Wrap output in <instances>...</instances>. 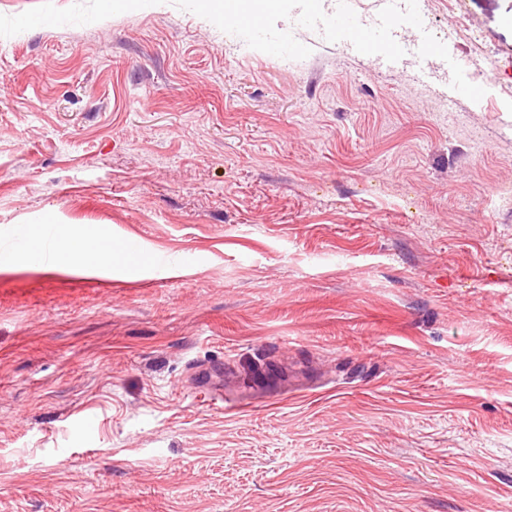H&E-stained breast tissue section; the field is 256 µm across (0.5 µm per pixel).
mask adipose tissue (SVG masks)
Returning <instances> with one entry per match:
<instances>
[{"mask_svg":"<svg viewBox=\"0 0 512 512\" xmlns=\"http://www.w3.org/2000/svg\"><path fill=\"white\" fill-rule=\"evenodd\" d=\"M17 258L27 264H40L48 260L59 266L95 269L111 266L113 250L111 245L100 243L91 232H68L54 235L51 249L46 253L30 241H23Z\"/></svg>","mask_w":512,"mask_h":512,"instance_id":"obj_1","label":"adipose tissue"}]
</instances>
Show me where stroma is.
Returning <instances> with one entry per match:
<instances>
[{
  "label": "stroma",
  "mask_w": 512,
  "mask_h": 512,
  "mask_svg": "<svg viewBox=\"0 0 512 512\" xmlns=\"http://www.w3.org/2000/svg\"><path fill=\"white\" fill-rule=\"evenodd\" d=\"M418 7L480 101L406 25L0 38V512H512V0ZM81 228L152 260L16 259Z\"/></svg>",
  "instance_id": "1"
}]
</instances>
